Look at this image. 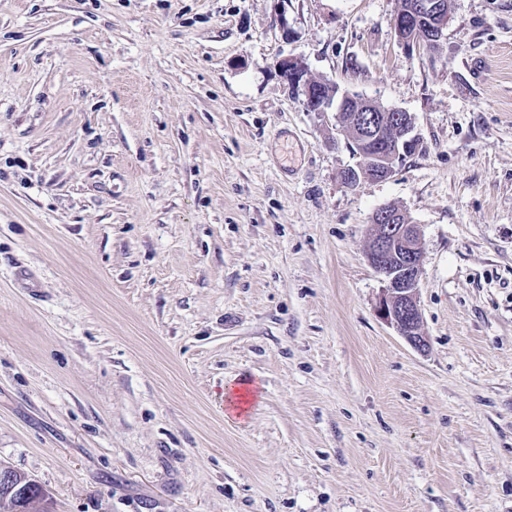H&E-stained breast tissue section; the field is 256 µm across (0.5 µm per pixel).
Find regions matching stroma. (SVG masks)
Instances as JSON below:
<instances>
[{
  "label": "stroma",
  "mask_w": 512,
  "mask_h": 512,
  "mask_svg": "<svg viewBox=\"0 0 512 512\" xmlns=\"http://www.w3.org/2000/svg\"><path fill=\"white\" fill-rule=\"evenodd\" d=\"M398 6L0 0V465L39 512H512V0L434 53ZM287 57L418 150L343 184ZM388 206L422 351L377 313Z\"/></svg>",
  "instance_id": "35a3bbf8"
}]
</instances>
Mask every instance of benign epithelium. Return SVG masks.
Listing matches in <instances>:
<instances>
[{"instance_id":"7a95c632","label":"benign epithelium","mask_w":512,"mask_h":512,"mask_svg":"<svg viewBox=\"0 0 512 512\" xmlns=\"http://www.w3.org/2000/svg\"><path fill=\"white\" fill-rule=\"evenodd\" d=\"M448 21L443 0H412L401 4L393 19L398 42L409 52L441 47L443 29ZM278 68L289 89L303 96V105L309 112L335 110L343 117L349 133L356 136L353 144L361 158V166L354 173H342L344 184L353 186L363 179L388 177L404 159L415 153L420 140L413 135L411 115L394 110L389 124L394 135L387 134L386 124L366 123L360 111L371 112L373 100L363 98L356 112L345 111V106L332 101L334 91L323 94L325 79L310 75L307 66L297 58H286ZM368 261L384 283L378 313L381 319L396 328L415 349L422 351L426 340L419 332L421 315L415 302L423 263L420 233L417 225L409 223L397 209H384L376 214Z\"/></svg>"}]
</instances>
